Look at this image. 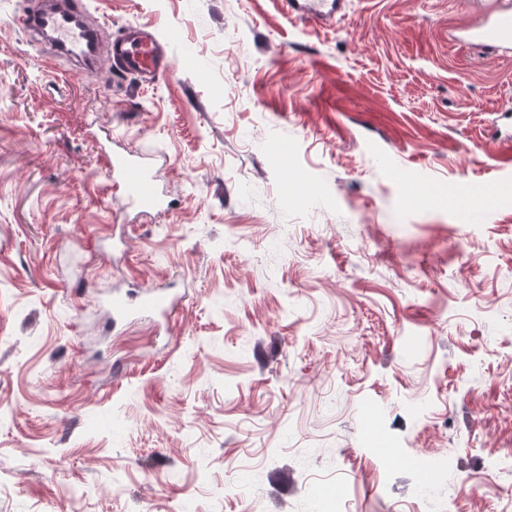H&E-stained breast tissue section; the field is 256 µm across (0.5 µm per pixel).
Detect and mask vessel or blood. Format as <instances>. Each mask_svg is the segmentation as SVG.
<instances>
[{
    "label": "vessel or blood",
    "instance_id": "vessel-or-blood-1",
    "mask_svg": "<svg viewBox=\"0 0 512 512\" xmlns=\"http://www.w3.org/2000/svg\"><path fill=\"white\" fill-rule=\"evenodd\" d=\"M289 15L320 25L335 20L347 0H282ZM479 24L464 29L458 35L468 45L489 51L512 47V10L501 7L498 0H480ZM15 25L23 31H53V53L71 62L96 68L106 64L118 73L135 77L139 82H158L169 71L170 45L158 36L155 27L147 23L130 24L116 35L105 34L101 24L86 20V10L79 0H64L55 8L36 7L18 14ZM112 183L122 188L124 201L143 213L166 211L150 168L135 153L112 156L108 170ZM112 317L119 320L136 310H152L171 315L177 307L174 299L164 294L146 293L139 303L122 298L113 299Z\"/></svg>",
    "mask_w": 512,
    "mask_h": 512
}]
</instances>
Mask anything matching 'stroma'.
I'll return each instance as SVG.
<instances>
[{"label": "stroma", "instance_id": "35a3bbf8", "mask_svg": "<svg viewBox=\"0 0 512 512\" xmlns=\"http://www.w3.org/2000/svg\"><path fill=\"white\" fill-rule=\"evenodd\" d=\"M34 2L0 0V512H500L512 57L457 41L470 0H83L174 35L149 88L45 63ZM288 16L301 17L320 25H328L336 19L347 0H281ZM111 183L122 187L124 201L142 213H161L171 208L158 191L156 180L137 153L112 155L108 170ZM178 304L171 297L156 292H148L140 301L136 304H132L128 300L123 298H113L112 300V318L116 323L119 319H124L131 316L136 311L142 310H154L155 313H162L163 315L170 317V315L177 308Z\"/></svg>", "mask_w": 512, "mask_h": 512}]
</instances>
